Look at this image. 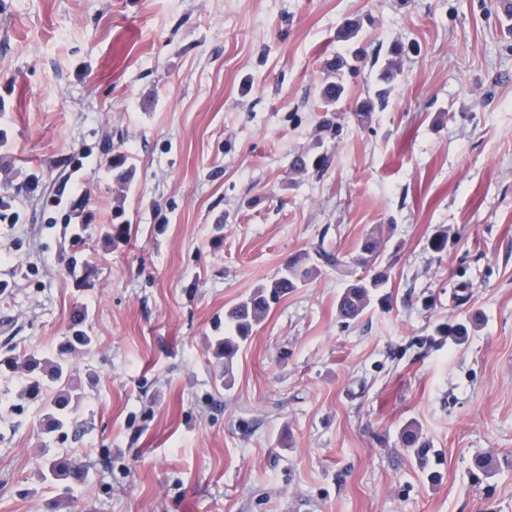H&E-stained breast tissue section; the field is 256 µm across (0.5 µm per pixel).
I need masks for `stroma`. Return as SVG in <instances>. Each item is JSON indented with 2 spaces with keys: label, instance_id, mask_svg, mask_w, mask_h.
Segmentation results:
<instances>
[{
  "label": "stroma",
  "instance_id": "1",
  "mask_svg": "<svg viewBox=\"0 0 512 512\" xmlns=\"http://www.w3.org/2000/svg\"><path fill=\"white\" fill-rule=\"evenodd\" d=\"M354 19L367 52L406 48L389 105L354 119L375 88L363 64L331 167L294 171ZM0 197L19 214L0 222V359L53 354L80 311L94 339L70 358L66 437L43 434L23 369L0 374V512H512L499 0H0ZM369 236L388 299L344 325L348 281L320 267L224 389L225 313L317 242L351 265ZM459 322L465 340L417 348ZM410 420L440 454L436 482L402 446ZM482 455L496 474L479 483ZM58 457L83 473L67 494L40 475Z\"/></svg>",
  "mask_w": 512,
  "mask_h": 512
}]
</instances>
